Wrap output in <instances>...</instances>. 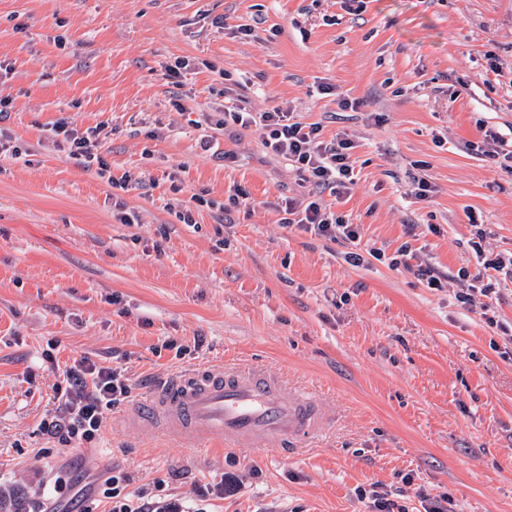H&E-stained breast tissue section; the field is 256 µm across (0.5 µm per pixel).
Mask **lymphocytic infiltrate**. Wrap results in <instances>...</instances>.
Returning a JSON list of instances; mask_svg holds the SVG:
<instances>
[{
	"mask_svg": "<svg viewBox=\"0 0 512 512\" xmlns=\"http://www.w3.org/2000/svg\"><path fill=\"white\" fill-rule=\"evenodd\" d=\"M230 115L234 123L244 127L261 125L267 132L265 147L291 161L301 181L309 186L305 203L286 207L284 225L334 242L356 244L360 238L358 225L346 223L321 200L323 191L340 196L355 185L352 142L340 135L329 141L323 139L320 124L299 121L287 104L266 112H253L237 104ZM54 132L86 167L96 168L101 174L107 172L101 128L81 131L61 121ZM55 393L58 405L42 420L41 429L67 447L100 439L109 412L130 397L132 386L119 369L84 363L64 370ZM130 481V475L120 469L104 480L101 495L110 504L109 512H190L182 498L167 493L159 483L153 489L139 490L135 496L126 495Z\"/></svg>",
	"mask_w": 512,
	"mask_h": 512,
	"instance_id": "1",
	"label": "lymphocytic infiltrate"
}]
</instances>
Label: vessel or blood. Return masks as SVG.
I'll list each match as a JSON object with an SVG mask.
<instances>
[{
  "label": "vessel or blood",
  "instance_id": "b4317fda",
  "mask_svg": "<svg viewBox=\"0 0 512 512\" xmlns=\"http://www.w3.org/2000/svg\"><path fill=\"white\" fill-rule=\"evenodd\" d=\"M128 423L173 437L285 449L322 433L327 420L313 396L292 389L273 371L203 368L164 380Z\"/></svg>",
  "mask_w": 512,
  "mask_h": 512
}]
</instances>
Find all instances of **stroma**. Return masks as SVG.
I'll return each instance as SVG.
<instances>
[{
  "label": "stroma",
  "instance_id": "stroma-1",
  "mask_svg": "<svg viewBox=\"0 0 512 512\" xmlns=\"http://www.w3.org/2000/svg\"><path fill=\"white\" fill-rule=\"evenodd\" d=\"M239 93L353 142L355 186L322 201L359 225L361 264L283 225L307 190L261 126L225 121ZM1 96L0 512H71L59 473L106 512L93 487L116 466L198 512H370L362 489L408 512L445 496L512 512V279L494 323L459 299L482 269L472 240L512 255V159L476 148L512 137V0H0ZM61 120L103 126L111 178L57 141ZM126 173L135 185L112 187ZM83 361L120 368L132 397L64 449L39 424ZM229 365L282 373L327 432L287 456L126 426L159 379ZM229 471L244 490L200 501Z\"/></svg>",
  "mask_w": 512,
  "mask_h": 512
}]
</instances>
